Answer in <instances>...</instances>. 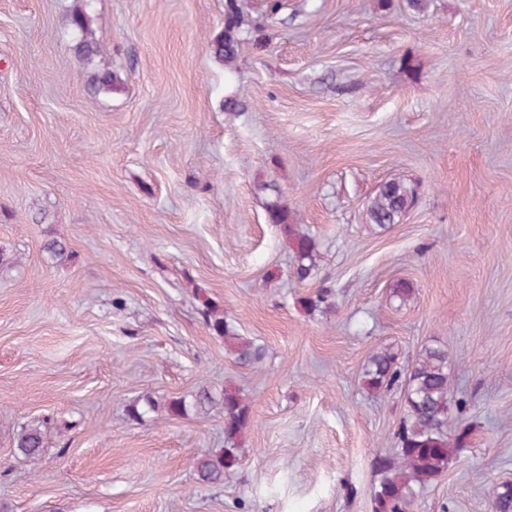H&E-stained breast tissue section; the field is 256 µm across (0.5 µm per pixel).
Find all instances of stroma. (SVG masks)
Listing matches in <instances>:
<instances>
[{
    "mask_svg": "<svg viewBox=\"0 0 512 512\" xmlns=\"http://www.w3.org/2000/svg\"><path fill=\"white\" fill-rule=\"evenodd\" d=\"M78 5L0 0V507L374 512L403 397L370 394L364 366L435 344L473 433L413 512H494L512 483V0H284L229 69L208 48L224 0H93L124 81L106 94L73 49ZM394 178L417 200L383 229L367 205ZM261 182L316 239L312 279ZM208 303L260 364L226 351ZM227 386L250 408L241 465L204 485L224 411L192 402ZM148 396L190 409L131 419ZM28 426L35 463L13 446ZM43 433L39 428L23 429L14 440V448L24 458L36 460L43 450Z\"/></svg>",
    "mask_w": 512,
    "mask_h": 512,
    "instance_id": "obj_1",
    "label": "stroma"
}]
</instances>
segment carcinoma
Wrapping results in <instances>:
<instances>
[{
    "label": "carcinoma",
    "instance_id": "obj_1",
    "mask_svg": "<svg viewBox=\"0 0 512 512\" xmlns=\"http://www.w3.org/2000/svg\"><path fill=\"white\" fill-rule=\"evenodd\" d=\"M70 25L79 34L76 44L78 55L89 65L87 84L96 93L117 92L124 85L122 78L97 59L102 54L100 43L85 27V13L70 14ZM261 23L245 19L238 0H224V28L212 41L211 50L216 61L226 64L234 61L242 44ZM416 190L408 182L392 179L381 185L367 206L370 223L380 227L400 221L413 206ZM268 220L280 226L287 236L289 246L296 255V277L307 280L313 277L315 267V240L288 223V211L278 200L267 202ZM206 325L224 339L227 350L238 363L249 366L260 363L264 348L238 334L235 325L215 309L205 312ZM451 360L448 350L435 345L423 347L411 369L402 371L398 356L385 348L370 356L362 374L364 388L372 393H386L399 386L404 393L405 415L396 431L397 452L380 455L374 460L379 474L373 493L374 512H411L417 494L438 480L448 468V462L465 447L468 427L461 428L455 438L448 437L450 422L449 405ZM224 407V440L229 447L208 454L196 462L199 480L219 485L224 476L233 473L240 465V458L230 448L246 428L249 409L240 392L226 388L222 394ZM14 448L23 457L36 460L43 450V433L38 428L22 430L14 440ZM496 512H512V484L496 488Z\"/></svg>",
    "mask_w": 512,
    "mask_h": 512
}]
</instances>
